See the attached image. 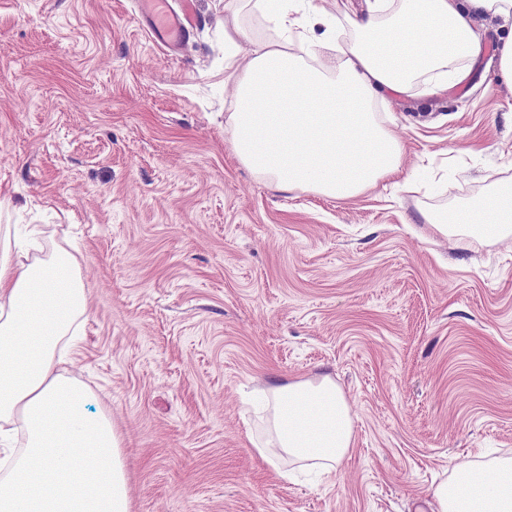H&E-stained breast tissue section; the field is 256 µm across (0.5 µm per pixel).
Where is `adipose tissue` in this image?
I'll return each mask as SVG.
<instances>
[{
    "mask_svg": "<svg viewBox=\"0 0 512 512\" xmlns=\"http://www.w3.org/2000/svg\"><path fill=\"white\" fill-rule=\"evenodd\" d=\"M224 29V70L237 103L224 130L239 161L279 190L347 199L398 171L399 137L373 106L407 94L415 79L459 83L481 41L473 21L512 19V0H356L342 15L306 0H236ZM274 36L252 41L250 21ZM424 220L444 236H512V182L456 215ZM86 288L69 250L41 253L0 230V512H130L122 441L93 394L66 374L78 351ZM272 414L258 455L290 457L331 476L354 440L330 378L269 388ZM433 512H512V458L454 468L432 491Z\"/></svg>",
    "mask_w": 512,
    "mask_h": 512,
    "instance_id": "ef3b65f1",
    "label": "adipose tissue"
}]
</instances>
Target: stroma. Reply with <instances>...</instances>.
<instances>
[{
  "instance_id": "1",
  "label": "stroma",
  "mask_w": 512,
  "mask_h": 512,
  "mask_svg": "<svg viewBox=\"0 0 512 512\" xmlns=\"http://www.w3.org/2000/svg\"><path fill=\"white\" fill-rule=\"evenodd\" d=\"M224 3L195 0L169 49L137 0H0V222L74 248L66 370L123 438L133 512H431L457 465L512 457V237L423 218L512 181V27L478 22L464 82L381 101L402 168L335 199L236 158ZM324 376L352 448L329 480H283L255 392Z\"/></svg>"
}]
</instances>
